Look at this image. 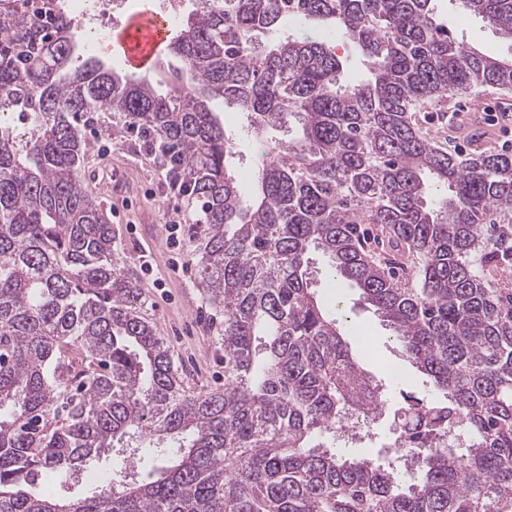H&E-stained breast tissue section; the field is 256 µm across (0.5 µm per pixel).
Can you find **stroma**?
<instances>
[{
    "label": "stroma",
    "mask_w": 512,
    "mask_h": 512,
    "mask_svg": "<svg viewBox=\"0 0 512 512\" xmlns=\"http://www.w3.org/2000/svg\"><path fill=\"white\" fill-rule=\"evenodd\" d=\"M438 9L458 40L494 57L512 56V42L500 37L481 17L462 14L449 0H438ZM211 107L232 137L240 161L236 167L243 192L252 188L251 159L256 148L253 135L247 130L245 116L225 109L223 102ZM500 107L512 111V89H474L444 98L438 108V119L428 121L427 130L437 144H447L456 136L465 149L474 144L500 150L505 141H512V132L488 125L487 111ZM89 152L85 166L89 173L84 181L89 190L112 181L113 172L126 178L121 194L106 193L101 200L119 210V224L114 227L121 247L126 271L144 288L149 314L159 336L167 341L177 363H193L187 381L194 386L220 389L224 386V352L218 344L217 328L221 315L205 300L199 286L198 260L189 251L187 225L198 223L195 204L176 203L165 194L157 168L158 159L142 142L139 134L122 133L112 139L104 123H90L85 129ZM182 222L179 246L167 240L172 222ZM326 260L321 253L311 255L309 272L323 301L340 295L348 316L344 331L352 354L381 384L389 405H397L404 397L428 399L433 395L426 376L407 361L394 342L391 332L374 309L364 301L358 288L350 284L333 285L324 278ZM182 274H175V267ZM123 456L108 455L91 461L86 476L72 480L59 474L47 484L46 492H64L73 496L85 494L94 486L95 477L124 470Z\"/></svg>",
    "instance_id": "1"
}]
</instances>
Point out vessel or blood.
Segmentation results:
<instances>
[{
  "mask_svg": "<svg viewBox=\"0 0 512 512\" xmlns=\"http://www.w3.org/2000/svg\"><path fill=\"white\" fill-rule=\"evenodd\" d=\"M175 32V26L164 16L140 10L130 16L114 38L112 51L128 70L142 72L155 66Z\"/></svg>",
  "mask_w": 512,
  "mask_h": 512,
  "instance_id": "obj_1",
  "label": "vessel or blood"
}]
</instances>
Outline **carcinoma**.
<instances>
[{"mask_svg": "<svg viewBox=\"0 0 512 512\" xmlns=\"http://www.w3.org/2000/svg\"><path fill=\"white\" fill-rule=\"evenodd\" d=\"M512 41V0H454ZM324 39L284 37L288 20ZM370 77L341 83L336 38ZM58 0H0V512H512V292L474 265L512 223V154L441 148L420 113L448 93L511 87L512 58L454 38L435 0H198L160 69L168 91L75 57ZM263 151L244 195L210 102ZM30 117L19 135L5 119ZM148 135L201 204L189 246L224 314V388L192 389L82 178L83 118ZM299 123L296 138L265 139ZM319 250L387 321L436 397L390 427L436 446L402 471L336 452L352 414L388 411L308 273ZM465 446L442 438L455 420ZM126 437L159 450L87 495L43 480Z\"/></svg>", "mask_w": 512, "mask_h": 512, "instance_id": "carcinoma-1", "label": "carcinoma"}]
</instances>
